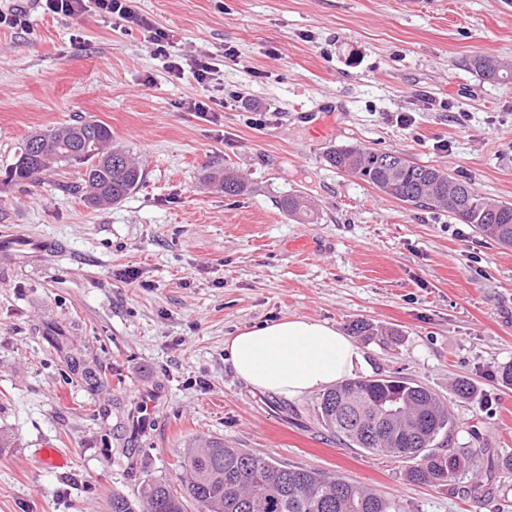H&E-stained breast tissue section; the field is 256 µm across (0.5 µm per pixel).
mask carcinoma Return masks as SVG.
<instances>
[{"label": "carcinoma", "mask_w": 512, "mask_h": 512, "mask_svg": "<svg viewBox=\"0 0 512 512\" xmlns=\"http://www.w3.org/2000/svg\"><path fill=\"white\" fill-rule=\"evenodd\" d=\"M470 65L486 82L512 80V66L503 67L492 57L476 54ZM33 139L42 142L43 154L35 159L23 144L5 169L6 178L39 183L64 167H81L87 205L92 208L121 202L143 182V169L129 150L112 144V130L101 121L84 119L34 132L27 137ZM326 161L405 204L460 217L480 235L512 248V203L483 196L468 181L439 167L358 144L330 149ZM205 181L227 196L249 188L230 167L211 169ZM277 205L291 217L314 223L312 204L302 194H284ZM68 358L85 378H92L94 369L82 349L71 348ZM397 397L403 410L393 417L385 415V402ZM318 411L329 430L371 454L422 458L406 472L409 482L448 485L475 465L476 455L469 450L438 452L455 429L446 404L400 377L347 380L322 394ZM179 467L176 479L181 489L164 478L146 479L134 499L112 495V512H187L190 500L200 512H401L396 500L364 486L325 472L288 467L243 448H227L219 439L185 449Z\"/></svg>", "instance_id": "obj_1"}]
</instances>
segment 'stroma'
<instances>
[{
	"label": "stroma",
	"instance_id": "1",
	"mask_svg": "<svg viewBox=\"0 0 512 512\" xmlns=\"http://www.w3.org/2000/svg\"><path fill=\"white\" fill-rule=\"evenodd\" d=\"M169 35L96 7L48 12L43 0H0L25 27L0 25V239L56 249L0 260V512H111L141 479L175 478L183 448L220 439L367 485L403 512H512V249L446 212L412 207L331 167L359 144L445 169L482 195L512 202V81L468 66L512 60V0H135ZM236 61H223L225 47ZM219 57L212 80L169 61ZM236 99H229V92ZM212 97L199 115L188 101ZM263 126L249 124L253 112ZM411 114V126L395 117ZM108 124L140 162L125 200L88 207L79 169L41 183L5 168L34 131L77 118ZM230 166L247 193L205 186ZM75 183L60 190L58 181ZM305 194L319 220L277 205ZM138 274L122 282L124 271ZM299 315L351 331L363 377L397 375L443 400L453 449L478 452L454 487L413 484L407 464L336 437L319 393H261L234 372L224 342L238 330ZM81 348L103 380L67 362ZM470 384L459 395L457 381ZM151 398L143 431L112 426ZM134 450L129 474L124 448ZM69 460L52 470L40 449ZM484 492H475V485ZM499 62L503 64L500 66L496 58L485 56L482 54H476L471 58L470 65L482 80L491 83H499L503 81L512 80V64L511 60L499 59Z\"/></svg>",
	"mask_w": 512,
	"mask_h": 512
}]
</instances>
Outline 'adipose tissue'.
Returning <instances> with one entry per match:
<instances>
[{"mask_svg": "<svg viewBox=\"0 0 512 512\" xmlns=\"http://www.w3.org/2000/svg\"><path fill=\"white\" fill-rule=\"evenodd\" d=\"M224 348L239 378L288 397L326 389L365 367L350 336L304 316L238 330Z\"/></svg>", "mask_w": 512, "mask_h": 512, "instance_id": "ef3b65f1", "label": "adipose tissue"}]
</instances>
